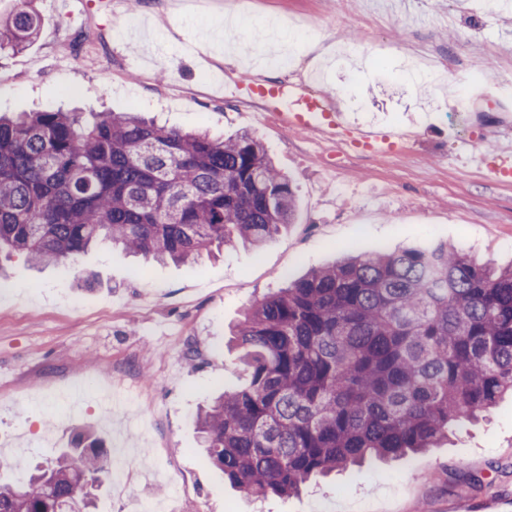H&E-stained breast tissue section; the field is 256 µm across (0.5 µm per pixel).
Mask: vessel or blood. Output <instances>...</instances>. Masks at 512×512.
Instances as JSON below:
<instances>
[{
  "mask_svg": "<svg viewBox=\"0 0 512 512\" xmlns=\"http://www.w3.org/2000/svg\"><path fill=\"white\" fill-rule=\"evenodd\" d=\"M224 93L233 98L255 97L262 100L265 110L280 112L282 121L290 127L320 130L332 138L339 133L335 113L327 109L323 95L310 86L232 83L225 86ZM357 142L380 155L386 154L393 146L391 133L384 129L360 133ZM474 160L479 166L489 167L496 180L512 179V145L498 148L495 160H488L481 153L475 154Z\"/></svg>",
  "mask_w": 512,
  "mask_h": 512,
  "instance_id": "1",
  "label": "vessel or blood"
}]
</instances>
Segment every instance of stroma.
Wrapping results in <instances>:
<instances>
[{
    "instance_id": "stroma-1",
    "label": "stroma",
    "mask_w": 512,
    "mask_h": 512,
    "mask_svg": "<svg viewBox=\"0 0 512 512\" xmlns=\"http://www.w3.org/2000/svg\"><path fill=\"white\" fill-rule=\"evenodd\" d=\"M36 0L45 24L0 56V114L50 106L138 112L171 128L257 137L294 190L293 224L266 245L192 263L143 262L108 244L75 268L0 253V462L53 457L93 431L133 472L99 512H512V397L426 452L371 460L301 492L245 495L200 451L197 413L247 385L234 330L254 302L353 254L448 243L512 265V184L472 165L512 139V11L473 0ZM243 55L200 39L226 13ZM287 66L270 65V55ZM434 74L436 85L421 83ZM323 91L336 138L289 129L261 101L216 94L217 78ZM385 127L398 147L352 143ZM94 273L86 287L78 271ZM194 345L196 360L185 357Z\"/></svg>"
}]
</instances>
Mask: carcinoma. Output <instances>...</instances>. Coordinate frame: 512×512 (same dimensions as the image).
<instances>
[{
    "instance_id": "carcinoma-1",
    "label": "carcinoma",
    "mask_w": 512,
    "mask_h": 512,
    "mask_svg": "<svg viewBox=\"0 0 512 512\" xmlns=\"http://www.w3.org/2000/svg\"><path fill=\"white\" fill-rule=\"evenodd\" d=\"M0 21V54L44 26L35 0ZM296 198L262 143L218 140L133 112L0 115V249L72 265L98 243L195 262L262 246ZM235 336L247 386L198 416L206 460L254 496L368 456L406 457L512 394V267L491 271L443 243L351 255L252 304ZM111 451L92 433L0 483V512H91Z\"/></svg>"
}]
</instances>
